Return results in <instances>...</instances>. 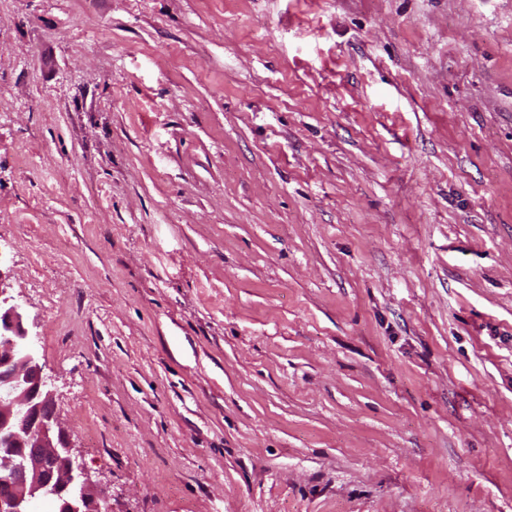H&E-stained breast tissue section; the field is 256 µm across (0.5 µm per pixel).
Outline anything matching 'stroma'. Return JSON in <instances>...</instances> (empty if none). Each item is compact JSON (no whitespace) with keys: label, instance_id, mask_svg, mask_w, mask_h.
I'll list each match as a JSON object with an SVG mask.
<instances>
[{"label":"stroma","instance_id":"35a3bbf8","mask_svg":"<svg viewBox=\"0 0 512 512\" xmlns=\"http://www.w3.org/2000/svg\"><path fill=\"white\" fill-rule=\"evenodd\" d=\"M0 287L111 512H512V0H0Z\"/></svg>","mask_w":512,"mask_h":512}]
</instances>
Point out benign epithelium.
<instances>
[{
    "mask_svg": "<svg viewBox=\"0 0 512 512\" xmlns=\"http://www.w3.org/2000/svg\"><path fill=\"white\" fill-rule=\"evenodd\" d=\"M0 287V512H112L56 413L17 306Z\"/></svg>",
    "mask_w": 512,
    "mask_h": 512,
    "instance_id": "7a95c632",
    "label": "benign epithelium"
}]
</instances>
